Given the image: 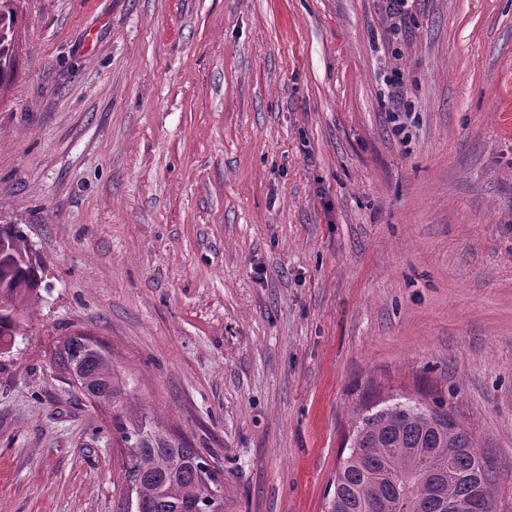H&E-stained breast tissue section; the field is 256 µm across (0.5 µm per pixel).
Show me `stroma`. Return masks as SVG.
Masks as SVG:
<instances>
[{"label": "stroma", "mask_w": 512, "mask_h": 512, "mask_svg": "<svg viewBox=\"0 0 512 512\" xmlns=\"http://www.w3.org/2000/svg\"><path fill=\"white\" fill-rule=\"evenodd\" d=\"M0 221L45 263L0 354V512H121L112 355L224 512H328L366 397L445 398L512 512V0H17Z\"/></svg>", "instance_id": "stroma-1"}]
</instances>
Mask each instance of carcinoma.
Wrapping results in <instances>:
<instances>
[{"mask_svg":"<svg viewBox=\"0 0 512 512\" xmlns=\"http://www.w3.org/2000/svg\"><path fill=\"white\" fill-rule=\"evenodd\" d=\"M16 22V0H0V87L15 74ZM42 270L18 225L0 224V350L11 349L28 327ZM92 345L102 357L87 356L69 336L55 363L65 371L81 363L85 379L102 394L93 402L111 411L112 434L126 451L122 495L128 512H216L222 485L215 473H202V455L157 419L133 413L131 391L110 374L109 352L95 340ZM349 441L332 483L331 512H441L439 495L465 497L475 479L483 483L482 512H497L499 468L442 397L378 410L369 405Z\"/></svg>","mask_w":512,"mask_h":512,"instance_id":"cac0c4a2","label":"carcinoma"}]
</instances>
